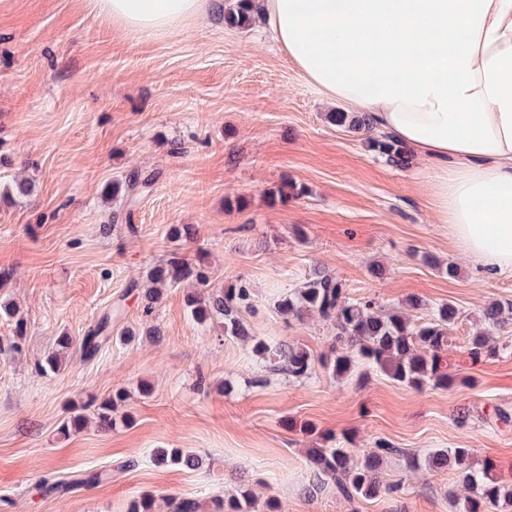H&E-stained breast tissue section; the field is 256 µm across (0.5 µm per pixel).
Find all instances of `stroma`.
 <instances>
[{
  "label": "stroma",
  "mask_w": 512,
  "mask_h": 512,
  "mask_svg": "<svg viewBox=\"0 0 512 512\" xmlns=\"http://www.w3.org/2000/svg\"><path fill=\"white\" fill-rule=\"evenodd\" d=\"M229 2L154 38L125 33L92 0H0V301L26 321L19 351L0 360V512H125L145 492L157 512L175 498L211 512L244 487L280 512H456L451 497L467 494L459 471L407 459L457 447L512 482V423L493 416L512 414V324L491 332L496 355L451 364L471 386L417 390L373 370L337 379L320 368L292 380L267 372L243 340L194 321L189 284L167 289L149 316L129 293L163 258L170 227L188 224L184 254L203 259L212 288H249L250 334L314 357L328 352L333 326L285 318L276 301L315 268L388 310L412 298L427 312L454 303L460 345L484 329L488 303L512 301V272L490 273L441 224L432 165L390 166L363 136L329 124L332 104L263 19L247 30L225 24ZM136 175L152 185L132 210L131 235L110 222L123 207L110 189ZM285 179L306 194L271 200ZM20 180L33 185L24 198L8 191ZM240 195L245 208L225 206ZM448 263L457 277L439 272ZM119 301L124 316L93 360L75 347L57 373L35 371L57 337L80 339ZM127 329L140 340L123 343ZM118 388L130 394L133 425L61 434L67 407ZM304 424L349 440L357 459L379 440L402 448L382 478H405L406 495L350 502L313 491L315 438ZM157 448L202 464L155 465ZM92 470L107 480L84 484Z\"/></svg>",
  "instance_id": "obj_1"
}]
</instances>
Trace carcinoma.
I'll return each instance as SVG.
<instances>
[{
    "label": "carcinoma",
    "mask_w": 512,
    "mask_h": 512,
    "mask_svg": "<svg viewBox=\"0 0 512 512\" xmlns=\"http://www.w3.org/2000/svg\"><path fill=\"white\" fill-rule=\"evenodd\" d=\"M254 0H233L224 12V22L230 27L246 29L254 19ZM327 121L354 133L366 135L368 147L395 167L407 168L413 156L404 147L390 141L385 135H373L374 123L370 116L355 112H329ZM150 179L140 181L128 178L112 183V197L122 196L132 205L138 195L148 188ZM306 193L304 186L284 180L272 193V198L285 200L299 198ZM191 238L190 228L175 225L169 229L170 256L152 267L147 274L148 285L142 292L143 313L149 314L168 288L192 281L197 289L188 293L185 303L193 319L202 325L217 328L229 338H250L253 355L268 370L300 380L312 374L315 362L334 378H345L355 366L364 365L391 380L414 389L426 386L447 389L455 385L471 384L468 377L448 373L446 354L453 346L452 330L460 318L459 309L451 302L435 307L429 314L418 317L400 311H387L371 298L353 300L347 296L342 282L334 275L315 268L305 282L283 295L277 303L278 311L299 320L315 313L333 324L336 333L328 354L314 360L304 349L285 341L274 342L258 336H249L243 313L250 310L251 293L247 286L207 291L210 279L205 269L196 267L179 257L182 243ZM512 320V302L494 301L484 312L489 328L506 326ZM112 311L105 312L95 327L79 340L84 357L93 358L104 344L111 340ZM73 346V338L60 336L54 352L36 360L35 369L41 374L58 372L65 356ZM471 364L497 352L488 333L481 331L469 338L466 349ZM124 389H117L102 399L72 404L62 423L61 432L84 428L89 420L102 430H110L116 423L119 407L128 400ZM403 453L391 442L380 440L362 460L352 458L349 449L336 444V437L319 434L318 446L308 449L307 457L322 487L332 484L338 493L348 499L372 498L379 494L395 497L404 493L400 481L383 482L379 470L383 463ZM158 465L182 466L194 469L200 460L181 448H158L154 451ZM428 467L448 465L458 469L471 491L459 504L458 512H512V484L497 476L494 466L487 460H474L472 448L439 450L424 457ZM257 499L249 490L224 498L215 504L214 512H255ZM126 512H155L154 498L142 494L134 498Z\"/></svg>",
    "instance_id": "cac0c4a2"
}]
</instances>
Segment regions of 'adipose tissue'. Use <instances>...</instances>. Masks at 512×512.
Returning <instances> with one entry per match:
<instances>
[{"mask_svg": "<svg viewBox=\"0 0 512 512\" xmlns=\"http://www.w3.org/2000/svg\"><path fill=\"white\" fill-rule=\"evenodd\" d=\"M162 37L212 0H94ZM273 40L328 103L432 161L442 223L465 254L512 272V0H256Z\"/></svg>", "mask_w": 512, "mask_h": 512, "instance_id": "adipose-tissue-1", "label": "adipose tissue"}]
</instances>
